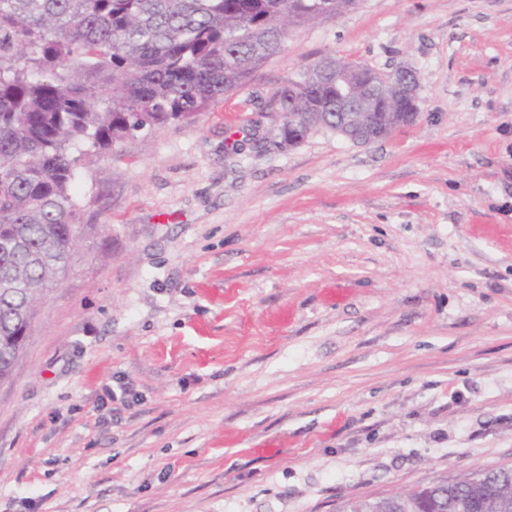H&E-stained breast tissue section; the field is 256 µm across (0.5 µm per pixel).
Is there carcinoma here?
I'll use <instances>...</instances> for the list:
<instances>
[{
  "label": "carcinoma",
  "instance_id": "cac0c4a2",
  "mask_svg": "<svg viewBox=\"0 0 512 512\" xmlns=\"http://www.w3.org/2000/svg\"><path fill=\"white\" fill-rule=\"evenodd\" d=\"M356 0H0V384L84 245L80 156L192 124L243 87L292 27ZM304 64L273 93L282 123L336 111V76ZM512 512V470L382 497L377 512Z\"/></svg>",
  "mask_w": 512,
  "mask_h": 512
}]
</instances>
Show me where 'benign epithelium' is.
<instances>
[{
    "instance_id": "7a95c632",
    "label": "benign epithelium",
    "mask_w": 512,
    "mask_h": 512,
    "mask_svg": "<svg viewBox=\"0 0 512 512\" xmlns=\"http://www.w3.org/2000/svg\"><path fill=\"white\" fill-rule=\"evenodd\" d=\"M365 95L359 101L358 111L338 112L329 116L322 112H303L298 125L299 136L288 140V145L298 144L308 133L318 127L327 128L354 143L370 144L388 138L397 128L413 123L417 117L419 79L417 73L408 67L381 74L370 73ZM382 81L397 88L399 108L389 113L390 119L379 122L373 118L375 95L373 85Z\"/></svg>"
}]
</instances>
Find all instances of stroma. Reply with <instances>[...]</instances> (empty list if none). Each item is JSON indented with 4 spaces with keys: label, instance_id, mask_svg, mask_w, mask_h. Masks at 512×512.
<instances>
[{
    "label": "stroma",
    "instance_id": "obj_1",
    "mask_svg": "<svg viewBox=\"0 0 512 512\" xmlns=\"http://www.w3.org/2000/svg\"><path fill=\"white\" fill-rule=\"evenodd\" d=\"M325 55L415 70L416 121L275 144L263 100ZM73 192L0 512H336L512 464V0H358Z\"/></svg>",
    "mask_w": 512,
    "mask_h": 512
}]
</instances>
